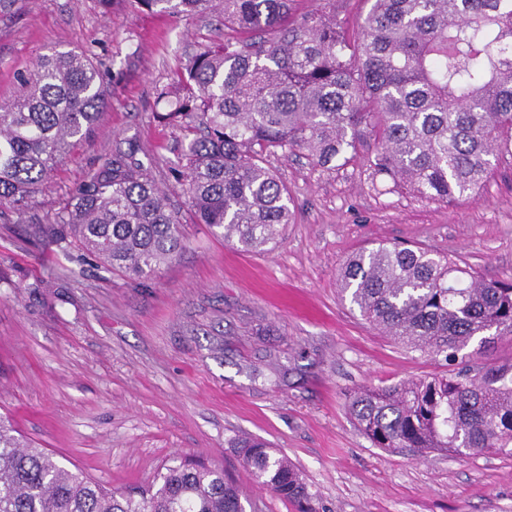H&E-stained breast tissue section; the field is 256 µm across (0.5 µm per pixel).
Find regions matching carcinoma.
Listing matches in <instances>:
<instances>
[{"label": "carcinoma", "mask_w": 512, "mask_h": 512, "mask_svg": "<svg viewBox=\"0 0 512 512\" xmlns=\"http://www.w3.org/2000/svg\"><path fill=\"white\" fill-rule=\"evenodd\" d=\"M174 15L218 12L234 36L190 57L159 92L188 139L168 177L190 220L244 251L277 242L290 198L267 158L301 154L334 170L359 157L411 193L476 199L512 157V0H369L359 29L336 0H133ZM108 102L103 73L80 52L39 60L0 105V209L23 211ZM105 265L149 278L186 247L181 207L132 151L90 171L58 212ZM341 299L448 373L350 393L347 409L376 448L469 457L512 446V363H486L512 336V282L487 281L425 247L380 244L352 255ZM253 479L316 512L298 469L267 444L237 442ZM0 512H245L224 471L163 467L136 499L24 440L0 415Z\"/></svg>", "instance_id": "obj_1"}]
</instances>
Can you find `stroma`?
<instances>
[{
  "instance_id": "35a3bbf8",
  "label": "stroma",
  "mask_w": 512,
  "mask_h": 512,
  "mask_svg": "<svg viewBox=\"0 0 512 512\" xmlns=\"http://www.w3.org/2000/svg\"><path fill=\"white\" fill-rule=\"evenodd\" d=\"M223 20L130 0H18L0 15V102L39 57L91 50L110 90L93 135L23 213L0 214V414L27 440L125 492L188 458L223 469L246 512H297L257 484L233 443H270L302 472L317 512H512V452L428 457L374 447L354 425L358 388L442 374L338 295L352 254L419 243L485 279H512V159L475 201L397 189L365 160L323 171L270 157L292 220L267 252L185 227L186 247L146 280L57 242V212L87 173L133 142L160 183L184 142L156 117L160 89L222 43Z\"/></svg>"
}]
</instances>
